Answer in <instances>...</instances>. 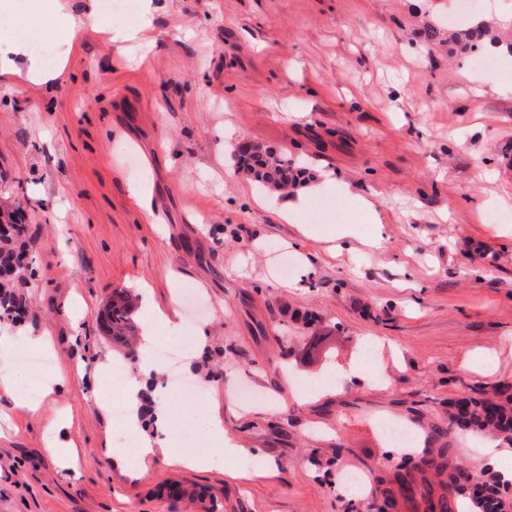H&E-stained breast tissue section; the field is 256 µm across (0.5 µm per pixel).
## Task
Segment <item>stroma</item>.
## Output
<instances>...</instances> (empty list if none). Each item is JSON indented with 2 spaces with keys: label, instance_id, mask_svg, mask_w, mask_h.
Listing matches in <instances>:
<instances>
[{
  "label": "stroma",
  "instance_id": "stroma-1",
  "mask_svg": "<svg viewBox=\"0 0 512 512\" xmlns=\"http://www.w3.org/2000/svg\"><path fill=\"white\" fill-rule=\"evenodd\" d=\"M4 3L0 44L26 24L68 56L48 88L0 78V210H20L34 239L26 328L48 334L52 370L125 360L175 416L203 408L268 466L159 454L130 471L91 386L31 408L0 394V512H380L377 478L404 454L381 420L424 449L450 401L512 385V233L493 221L512 217V79L475 62H512V0H136L113 22L147 14V51L104 32L65 41L32 0ZM243 141L303 168L333 211L281 220L283 195L238 169ZM147 179L158 224L130 196ZM185 287V333L206 336L180 364L193 400L97 329L113 289L140 294L142 325ZM322 374L335 389L301 397L297 377ZM62 405L68 479L40 454ZM448 442L472 471L512 469L510 444L488 459L473 435ZM172 483L195 496L169 500Z\"/></svg>",
  "mask_w": 512,
  "mask_h": 512
}]
</instances>
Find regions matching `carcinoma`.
Listing matches in <instances>:
<instances>
[{"instance_id": "obj_1", "label": "carcinoma", "mask_w": 512, "mask_h": 512, "mask_svg": "<svg viewBox=\"0 0 512 512\" xmlns=\"http://www.w3.org/2000/svg\"><path fill=\"white\" fill-rule=\"evenodd\" d=\"M240 167L247 177L265 189L286 192L294 187L301 171L288 164V159L259 149L239 157ZM32 238L23 224L0 225V319L10 316L15 309L26 305L28 287L35 272L32 268L14 265L19 253L29 250ZM138 297L129 290L112 292V299L104 311L101 332L116 344H124L136 335L135 314ZM509 385L489 391L479 390L477 396H462L449 405L448 427H430L428 442L442 441L447 435L487 431L512 444V395ZM448 474V482L440 483V490L427 482L425 475ZM390 487L382 489L385 506H401L406 512H462L460 502L466 501L479 512H512V498L505 495V485L480 481L478 477L454 456L450 449L432 448L422 452L416 464L408 469L396 468Z\"/></svg>"}]
</instances>
